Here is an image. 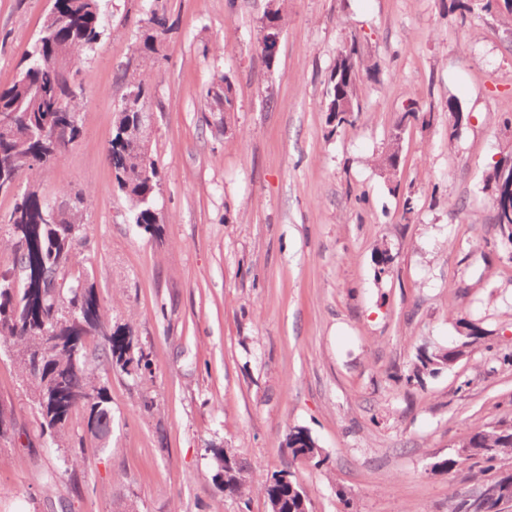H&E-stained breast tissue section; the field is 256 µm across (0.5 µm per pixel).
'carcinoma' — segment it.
Returning a JSON list of instances; mask_svg holds the SVG:
<instances>
[{"mask_svg":"<svg viewBox=\"0 0 512 512\" xmlns=\"http://www.w3.org/2000/svg\"><path fill=\"white\" fill-rule=\"evenodd\" d=\"M68 21L60 26L42 24L12 82L0 88V110L15 106V132L0 135V174L9 178L35 177L40 168L57 161L66 147L76 142L82 132L81 115L54 112L59 99L77 98L83 85L65 79L60 66L76 64L94 52L103 34L98 16L103 0H61ZM288 0H273L260 22L257 40L266 63L269 40L282 31ZM448 12L457 14L465 24L477 10L485 13L507 12L512 15V0H448ZM169 18L147 10L137 21L134 53L137 67L125 68L122 80L127 91L115 107L112 139L107 160L115 176L133 222L151 233L159 230L155 208L160 193L161 173L153 158L149 132L137 127L136 114L150 103L152 87L143 75L160 58L164 37L171 30ZM377 65L364 63L357 42L338 52L328 78L324 104L326 124L332 130L354 126L362 111L358 96L360 79L377 80ZM213 104L224 106L222 120L231 119L236 109L235 89L223 75L206 91ZM405 127L395 126L390 146L381 160L386 173L398 170ZM512 170V159L497 162L490 180L495 184L491 198L493 221L512 224V191L509 184H499L501 173ZM58 220L48 217L46 207L52 201L35 192L16 199L8 217V237L0 239V248L11 250L15 265L27 273L21 280L9 271L0 272V343L9 345L17 369L27 386L37 427L33 437L56 447L57 463L46 473V482L55 483L71 475L82 464L76 449L87 442L102 447L112 438V406L109 388L94 374L91 365L98 360L111 369L143 379L152 373L151 359L143 347H134V339L123 327L110 328L106 311L86 277L75 270L86 264L80 251L85 244L84 211L86 195L80 189L65 187ZM45 278L49 287L38 288ZM468 333L461 343L449 349H417L407 380L421 381L464 355L468 345L480 338L477 328L466 324ZM81 416L82 427H72L73 418ZM466 455L457 454L435 464L447 471L469 461L482 475L491 474L488 490L460 501V512H497L499 499L488 495L495 489L512 491V471L501 470L500 461L512 457V422L478 428L462 442ZM285 448L294 458L315 459L322 454L311 434L299 427L288 431ZM216 469L213 480L224 496L244 502L250 494L261 492L269 512H311V501L299 482L288 473L249 476L244 461L227 448H210Z\"/></svg>","mask_w":512,"mask_h":512,"instance_id":"cac0c4a2","label":"carcinoma"}]
</instances>
